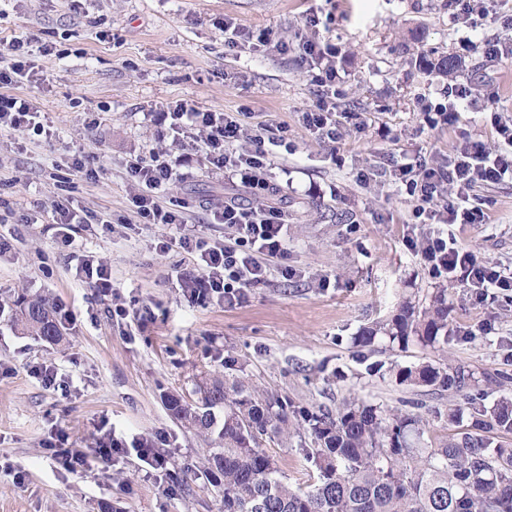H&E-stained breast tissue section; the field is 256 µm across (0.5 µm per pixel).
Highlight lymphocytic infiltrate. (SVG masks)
Here are the masks:
<instances>
[{
  "instance_id": "obj_1",
  "label": "lymphocytic infiltrate",
  "mask_w": 512,
  "mask_h": 512,
  "mask_svg": "<svg viewBox=\"0 0 512 512\" xmlns=\"http://www.w3.org/2000/svg\"><path fill=\"white\" fill-rule=\"evenodd\" d=\"M27 45V39L14 38L8 45L11 62L0 64V126L39 135L44 125L37 121L30 102L8 92L9 87L21 83L34 69ZM169 114L175 135L203 137L214 169L224 172L227 178H239L260 195L277 194L276 185L267 178L270 159L262 134L253 136L251 149L238 152L233 145L242 137V127L227 113L204 112L180 102ZM499 133L507 148L493 155L486 154L482 145L474 142L445 165H431L419 159L402 164L400 175L405 178L410 195L416 198L417 214H424L427 204L434 198L452 192L455 200L443 207L445 223L459 220L480 223V212L460 207L458 200L477 183L512 181V127L502 126ZM129 172L144 188L143 193L134 198L139 215L150 224L180 225L178 242L181 247L199 254L207 289L221 290L232 296L240 294L266 281L268 258L284 255L287 218L280 208L267 205L244 208L226 203L218 219L231 226L234 235L228 243L212 245L198 237L193 226L184 224L181 216L161 205V189L177 176L176 168L166 157L154 156L147 165L131 163ZM421 254L436 270L449 274L462 272L468 287L476 293L492 288L512 289V274L478 263L470 251L448 244L445 239L424 242Z\"/></svg>"
}]
</instances>
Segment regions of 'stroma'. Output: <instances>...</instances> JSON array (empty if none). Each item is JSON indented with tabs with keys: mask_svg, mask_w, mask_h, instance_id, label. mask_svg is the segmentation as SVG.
<instances>
[{
	"mask_svg": "<svg viewBox=\"0 0 512 512\" xmlns=\"http://www.w3.org/2000/svg\"><path fill=\"white\" fill-rule=\"evenodd\" d=\"M485 6L490 17L475 28L459 0H0V49L30 39L35 62L12 92L49 130L33 140L0 128V235L9 245L0 256V512H224L221 489L196 476L209 440L183 430L164 396L198 400L228 361L258 392L313 411L358 399L421 414L432 448L454 432L442 416L448 406L512 394V299L493 289L477 302L462 279L436 277L414 249L440 237L487 266L512 268V183L470 190L469 206L488 223L422 224L395 174L408 157L449 161L468 140L490 154L503 147L495 128L512 124V58L488 60L480 43L512 44V0ZM228 20L242 33L234 48L224 44ZM306 40L335 47L332 84L319 85L302 61ZM446 54L463 63L449 77L431 70ZM460 84L470 95L457 124L431 125L424 105L447 103ZM322 98L336 103L333 143L304 119ZM180 101L240 116L247 133L275 141L268 177L280 188L273 205L288 215L287 252L240 299L184 293V279L203 275L198 254L158 252L178 225L144 223L132 203L130 161L158 154L179 171L163 204L184 205L209 242L233 234L214 222L215 210L254 200L211 170L203 142L175 140L168 110ZM60 202L86 223L59 230ZM84 255L110 263L111 295L78 279ZM440 287L448 290L442 352L355 345L362 327L403 301L428 303ZM39 292L68 312L64 343L10 326L12 300ZM119 306L126 316L114 315ZM441 359L474 370L466 396L370 371ZM36 364L51 367L54 384L31 374ZM106 434L125 445L111 461L71 472L50 459L58 436L92 456ZM144 436L166 460L164 479L133 446ZM263 447L284 480L313 483L298 443Z\"/></svg>",
	"mask_w": 512,
	"mask_h": 512,
	"instance_id": "obj_1",
	"label": "stroma"
}]
</instances>
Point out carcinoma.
I'll use <instances>...</instances> for the list:
<instances>
[{
	"label": "carcinoma",
	"mask_w": 512,
	"mask_h": 512,
	"mask_svg": "<svg viewBox=\"0 0 512 512\" xmlns=\"http://www.w3.org/2000/svg\"><path fill=\"white\" fill-rule=\"evenodd\" d=\"M12 325L48 344L63 339L56 305L42 295H20ZM359 345L380 340L405 348L411 342L440 350L448 344V289H439L426 306L401 305L391 319L361 330ZM381 371L401 385L462 392L476 382L468 367L423 362ZM171 416L186 429L212 435L213 409L224 422L207 449L203 474L221 487L224 512H512V445H491L487 434H512V399L491 407L472 401L450 408L448 424L459 432L438 448L422 443L425 423L418 414L344 401L336 410L312 412L288 397L259 395L242 377L212 383L200 401L167 393ZM311 438L301 448L318 472L307 488L294 487L278 474L262 448L264 439L288 442Z\"/></svg>",
	"instance_id": "obj_1"
}]
</instances>
